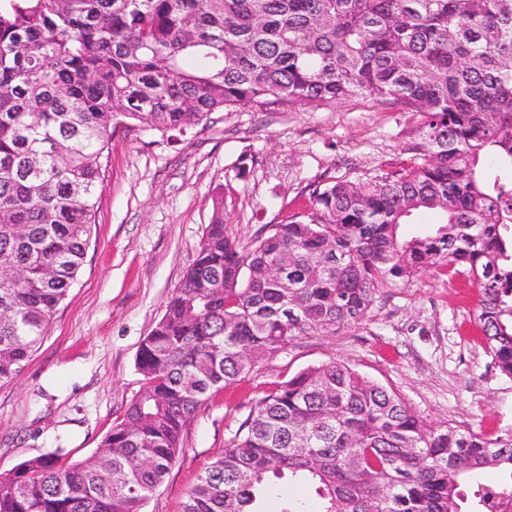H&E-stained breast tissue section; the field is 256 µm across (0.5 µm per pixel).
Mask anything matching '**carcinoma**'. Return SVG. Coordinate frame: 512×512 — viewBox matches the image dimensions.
I'll return each instance as SVG.
<instances>
[{
	"instance_id": "carcinoma-1",
	"label": "carcinoma",
	"mask_w": 512,
	"mask_h": 512,
	"mask_svg": "<svg viewBox=\"0 0 512 512\" xmlns=\"http://www.w3.org/2000/svg\"><path fill=\"white\" fill-rule=\"evenodd\" d=\"M368 94L421 116L412 155L312 184V208L248 247L223 201L136 365L145 383L97 455L0 474V512H143L215 389L296 338L361 323L381 291L448 267L512 377V0H0V382L15 379L77 280L119 127L183 133L268 96ZM420 209L442 221L406 236ZM512 478V427L426 425L349 364L258 399L183 512H259L316 485L322 512H463L465 482Z\"/></svg>"
}]
</instances>
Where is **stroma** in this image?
Here are the masks:
<instances>
[{"mask_svg":"<svg viewBox=\"0 0 512 512\" xmlns=\"http://www.w3.org/2000/svg\"><path fill=\"white\" fill-rule=\"evenodd\" d=\"M420 120L368 95L307 104L269 96L212 113L171 140L116 131L78 279L21 374L0 383V473L58 448L65 465L100 452L143 385L140 344L192 264L216 200L226 234L248 244L264 225L308 209L313 182L390 170L417 140ZM478 301L468 277L433 267L384 289L361 324L299 337L205 400L144 512H182L255 401L332 359L395 391L425 423L485 434L512 427V378L485 349Z\"/></svg>","mask_w":512,"mask_h":512,"instance_id":"stroma-1","label":"stroma"}]
</instances>
